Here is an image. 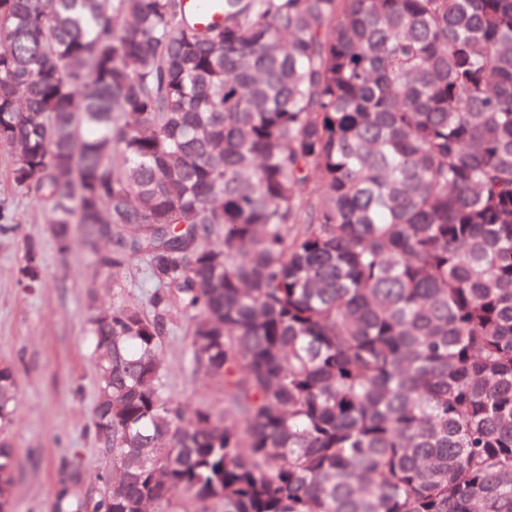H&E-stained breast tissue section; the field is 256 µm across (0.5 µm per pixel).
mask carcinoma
I'll return each mask as SVG.
<instances>
[{"instance_id": "cac0c4a2", "label": "carcinoma", "mask_w": 512, "mask_h": 512, "mask_svg": "<svg viewBox=\"0 0 512 512\" xmlns=\"http://www.w3.org/2000/svg\"><path fill=\"white\" fill-rule=\"evenodd\" d=\"M219 4L0 0L12 184L150 289L87 297L94 508L512 512V0ZM180 312L222 415L169 395ZM188 12L203 27H216L224 19V13L221 11L208 10L203 6L201 0H185Z\"/></svg>"}]
</instances>
